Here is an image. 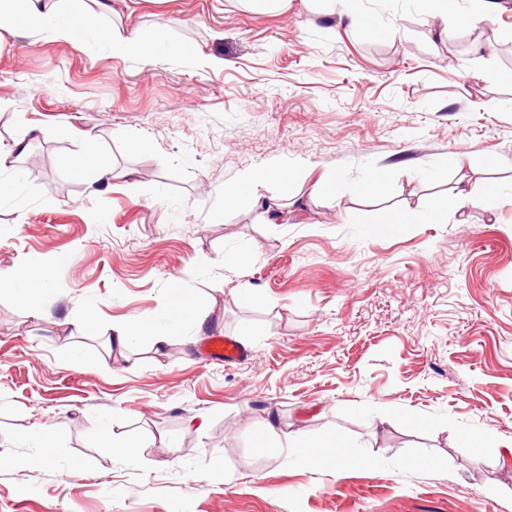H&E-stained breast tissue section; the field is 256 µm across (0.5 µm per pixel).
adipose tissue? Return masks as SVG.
<instances>
[{"label": "adipose tissue", "instance_id": "adipose-tissue-1", "mask_svg": "<svg viewBox=\"0 0 512 512\" xmlns=\"http://www.w3.org/2000/svg\"><path fill=\"white\" fill-rule=\"evenodd\" d=\"M110 10L108 0H0V30H18L36 40L73 42L96 28L98 19ZM263 182V173L246 172L237 189L225 197V209L245 207L261 211L272 222L286 220V213L265 202L260 192Z\"/></svg>", "mask_w": 512, "mask_h": 512}]
</instances>
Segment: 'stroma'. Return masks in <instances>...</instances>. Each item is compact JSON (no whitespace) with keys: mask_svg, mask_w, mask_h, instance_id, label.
<instances>
[{"mask_svg":"<svg viewBox=\"0 0 512 512\" xmlns=\"http://www.w3.org/2000/svg\"><path fill=\"white\" fill-rule=\"evenodd\" d=\"M492 2L453 0L442 36L427 0H112L131 57L0 34V149L30 138L0 176V271L46 262L55 316L0 286V512H512V468L485 464L512 445V0ZM88 142L112 169L92 188L70 169ZM253 169L287 223L225 212ZM182 294L202 326H171ZM213 335L243 359L208 361ZM270 424L323 464L261 450ZM337 438L360 464L332 465Z\"/></svg>","mask_w":512,"mask_h":512,"instance_id":"1","label":"stroma"}]
</instances>
